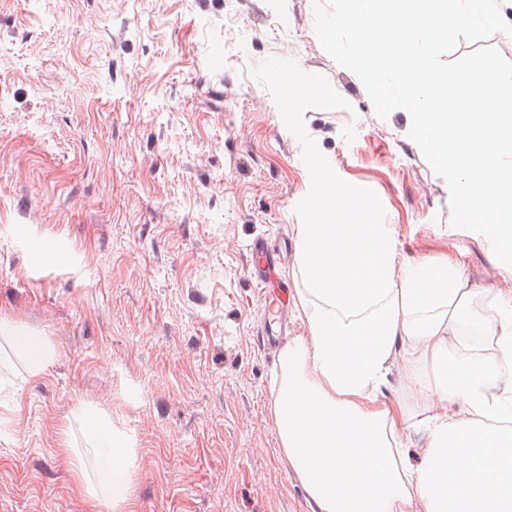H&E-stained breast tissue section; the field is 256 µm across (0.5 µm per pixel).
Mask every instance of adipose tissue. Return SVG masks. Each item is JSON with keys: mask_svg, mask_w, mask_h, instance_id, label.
Returning <instances> with one entry per match:
<instances>
[{"mask_svg": "<svg viewBox=\"0 0 512 512\" xmlns=\"http://www.w3.org/2000/svg\"><path fill=\"white\" fill-rule=\"evenodd\" d=\"M314 218L297 225L295 309L273 404L279 445L311 512H512V288L473 281L463 254L399 255L392 225L335 172L315 176ZM413 365L422 416L400 400L392 367ZM74 420L95 461L93 495L122 501L125 450L111 427ZM428 443L412 463L404 436Z\"/></svg>", "mask_w": 512, "mask_h": 512, "instance_id": "obj_1", "label": "adipose tissue"}]
</instances>
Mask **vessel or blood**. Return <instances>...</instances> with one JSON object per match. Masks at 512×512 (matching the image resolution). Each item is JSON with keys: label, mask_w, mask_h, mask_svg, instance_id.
<instances>
[{"label": "vessel or blood", "mask_w": 512, "mask_h": 512, "mask_svg": "<svg viewBox=\"0 0 512 512\" xmlns=\"http://www.w3.org/2000/svg\"><path fill=\"white\" fill-rule=\"evenodd\" d=\"M282 265V258L265 240H253L249 246V270L252 280L262 289L276 285L277 293L265 295L263 301L274 307L278 315L275 324L266 325L258 333L257 341L261 350L268 355L277 354L282 339L288 331V307L290 305L289 284L278 279L277 274Z\"/></svg>", "instance_id": "1"}]
</instances>
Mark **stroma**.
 <instances>
[{
	"mask_svg": "<svg viewBox=\"0 0 512 512\" xmlns=\"http://www.w3.org/2000/svg\"><path fill=\"white\" fill-rule=\"evenodd\" d=\"M410 127L324 51L313 0H0V322L55 352L33 375L0 348V512H311L248 246L295 247L314 163L408 255L502 285ZM83 408L129 448L118 505L87 490Z\"/></svg>",
	"mask_w": 512,
	"mask_h": 512,
	"instance_id": "stroma-1",
	"label": "stroma"
}]
</instances>
